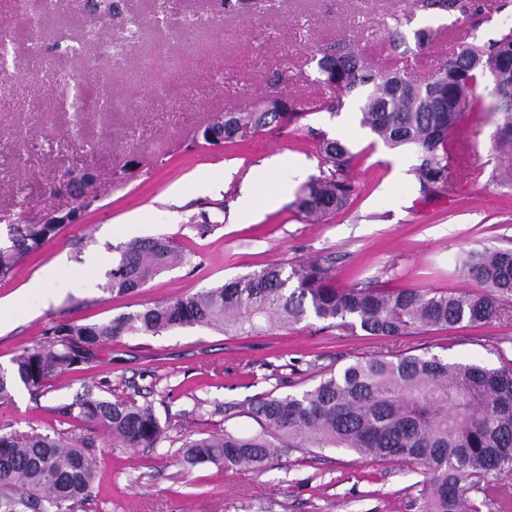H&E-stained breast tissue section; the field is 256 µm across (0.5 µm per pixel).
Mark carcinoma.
I'll return each instance as SVG.
<instances>
[{"instance_id":"cac0c4a2","label":"carcinoma","mask_w":512,"mask_h":512,"mask_svg":"<svg viewBox=\"0 0 512 512\" xmlns=\"http://www.w3.org/2000/svg\"><path fill=\"white\" fill-rule=\"evenodd\" d=\"M425 10L466 11L463 0H421ZM119 0H86L90 24L120 13ZM14 43L0 40V76H8ZM317 80L333 94L311 104L271 96L260 109L219 112L201 130L233 142L248 134L284 130L312 111L337 113L345 98L367 88L360 125L386 147L411 146L414 172L426 196L447 190L458 176L454 134L465 113L484 110L483 88L501 115L496 149L512 157V30L488 43L464 44L435 77L421 82L390 67L377 70L351 44L319 49ZM60 107L84 111L85 80L58 72ZM321 177L305 186L295 206L312 221L345 208L355 187L346 176L353 155L337 139L319 137ZM204 234L219 225L202 210L193 221ZM61 224H18L0 241V279L29 254L58 235ZM187 259L165 236L136 239L119 248L103 290L125 294ZM455 269L479 290L448 293L436 289L338 288L327 269L314 262L268 265L189 295L144 307L108 322L59 320L45 329L47 340L0 366V399L22 385L40 394L49 381L97 349L125 336H160L183 327H206L226 335H258L288 328L312 316L329 328L394 339L446 330L467 321L483 324L504 317L512 301V249L469 250ZM82 423L77 432L0 431V512H70L88 500L96 478L100 437L108 434L123 448H158L169 439L152 402L112 389L87 393L60 408ZM237 414L254 420L259 431L245 436L232 427L182 443L179 463L189 471L259 467L290 448H342L362 460L399 462L422 476L421 512H497L509 499L512 478V368H488L432 354L382 347L357 356L338 370L322 372L308 389L280 395L271 390L241 406Z\"/></svg>"}]
</instances>
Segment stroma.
<instances>
[{"instance_id":"stroma-1","label":"stroma","mask_w":512,"mask_h":512,"mask_svg":"<svg viewBox=\"0 0 512 512\" xmlns=\"http://www.w3.org/2000/svg\"><path fill=\"white\" fill-rule=\"evenodd\" d=\"M459 20L414 7L413 0H244L235 12L221 0H123V12L92 33L85 0H59L42 34V67H33L19 0H0V28L17 58L0 79V236L10 225L68 210L48 187L73 170L100 176V196L80 223L64 227L0 281V364L45 339L55 320H112L143 306L212 288L271 264L305 259L329 267L342 287L457 291L473 283L451 264L464 251L512 247V186L492 178L500 166L492 109L466 114L457 130L465 171L440 196L424 198L413 149L387 148L359 124L360 93L341 112H313L282 133L262 132L220 146L197 139L218 112H239L261 98L301 102L329 96L312 56L348 41L375 68L397 60L420 80L434 76L458 43L485 42L512 30V0H465ZM410 18L404 43L390 46L383 26ZM434 32L418 48L414 32ZM80 56L68 54V47ZM81 74L91 91L107 87L111 112L90 106L75 115L57 107L54 71ZM341 140L354 155L347 171L357 189L325 223L310 224L296 195L320 176L318 136ZM278 165L264 178L254 168ZM134 159L124 178L114 172ZM224 178H212L215 166ZM25 189V207L15 204ZM250 199L252 216L240 213ZM220 203V226L199 236L190 223L201 204ZM168 236L189 253L134 292L103 291L113 249L137 238ZM384 341L346 334L308 318L290 330L228 336L201 327L131 336L105 345L90 364L51 381L39 395L13 391L0 401V428L71 430L59 414L86 386L110 383L140 391L176 441L232 425L257 424L228 408L276 390L312 386L318 371L340 368ZM399 349L443 355L491 368L512 364V317L403 336ZM418 474L396 462L358 459L335 448H292L262 472L203 465L184 472L175 448H121L102 438L90 504L74 512H418Z\"/></svg>"}]
</instances>
